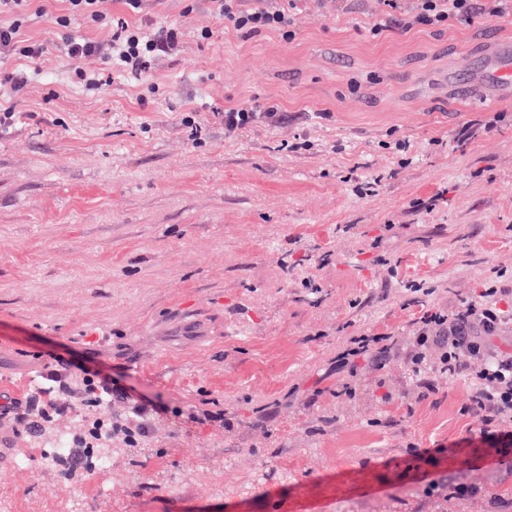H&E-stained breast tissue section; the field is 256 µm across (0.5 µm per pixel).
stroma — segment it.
Here are the masks:
<instances>
[{"instance_id": "obj_1", "label": "stroma", "mask_w": 512, "mask_h": 512, "mask_svg": "<svg viewBox=\"0 0 512 512\" xmlns=\"http://www.w3.org/2000/svg\"><path fill=\"white\" fill-rule=\"evenodd\" d=\"M65 7L25 26L47 52L0 128V406L61 358L111 377L109 415L131 395L159 411L136 446L113 438L103 475L44 467L0 417V512H512V453L448 449L481 426L466 377L420 387L406 343L334 370L351 337L411 334L512 268V99L478 85L512 16L408 28L384 0H298L288 42L242 37L209 0H103L182 25L144 107L132 76L73 83L61 36L111 29L61 28ZM254 103L283 120L225 138L222 111Z\"/></svg>"}]
</instances>
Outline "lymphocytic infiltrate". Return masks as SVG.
I'll use <instances>...</instances> for the list:
<instances>
[{"label":"lymphocytic infiltrate","instance_id":"lymphocytic-infiltrate-1","mask_svg":"<svg viewBox=\"0 0 512 512\" xmlns=\"http://www.w3.org/2000/svg\"><path fill=\"white\" fill-rule=\"evenodd\" d=\"M406 25L442 26L451 20H472L477 14L501 16L512 10V0H486L475 6L474 0H398ZM213 10L243 36L250 37L267 30L281 32L291 38L295 0H211ZM12 14L10 24H0V57H24L36 60L46 51L44 43L23 38L27 23L41 17L43 7L33 0H0V13ZM180 26L172 23L145 32L143 27L118 21L108 39L66 38L61 51L71 62L73 77L86 89L103 85L99 74L84 70L81 62L90 56L102 61H118L124 72L144 75L156 58L175 53ZM498 287L485 288L477 299L463 302L454 310L426 311L410 338L414 348L411 363L414 372L425 366L426 353L439 347L441 355L437 372L455 377L466 374L471 386L469 408L480 416L482 426L474 440L490 448L512 447V431H503L500 422L512 417V348H500L495 338L512 326V312L498 305ZM393 337L359 336L339 353L337 372L355 374L361 360H379L396 345Z\"/></svg>","mask_w":512,"mask_h":512}]
</instances>
